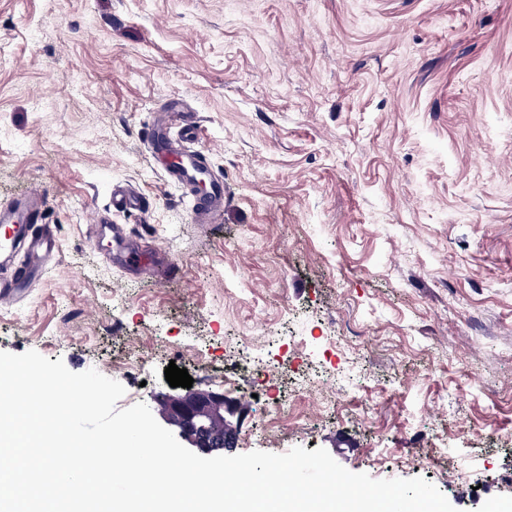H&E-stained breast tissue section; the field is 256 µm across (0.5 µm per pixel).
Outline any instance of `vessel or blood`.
<instances>
[{"label":"vessel or blood","instance_id":"vessel-or-blood-1","mask_svg":"<svg viewBox=\"0 0 512 512\" xmlns=\"http://www.w3.org/2000/svg\"><path fill=\"white\" fill-rule=\"evenodd\" d=\"M156 153L169 157L167 172L170 178L181 184L193 185L207 183L210 196L198 200L194 206V215L198 220L209 221L215 218L224 205V184L214 178L208 160L202 152L180 151L171 139L166 127H158L153 134ZM41 209L39 193H28L12 209L0 213V256L16 251L22 242H30L31 252L40 258L53 256L57 250V241L49 232L32 234L31 226ZM38 280L35 265H26L22 274L13 276L0 284V299L7 300L26 292Z\"/></svg>","mask_w":512,"mask_h":512}]
</instances>
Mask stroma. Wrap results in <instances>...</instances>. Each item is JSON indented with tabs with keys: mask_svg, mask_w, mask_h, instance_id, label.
<instances>
[{
	"mask_svg": "<svg viewBox=\"0 0 512 512\" xmlns=\"http://www.w3.org/2000/svg\"><path fill=\"white\" fill-rule=\"evenodd\" d=\"M173 97L208 224L152 155ZM32 190L58 251L0 351L158 420L173 362L236 405L228 455L512 504V0H0V210Z\"/></svg>",
	"mask_w": 512,
	"mask_h": 512,
	"instance_id": "1",
	"label": "stroma"
}]
</instances>
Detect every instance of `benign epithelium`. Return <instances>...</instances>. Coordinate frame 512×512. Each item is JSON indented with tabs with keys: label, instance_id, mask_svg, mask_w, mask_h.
Returning <instances> with one entry per match:
<instances>
[{
	"label": "benign epithelium",
	"instance_id": "benign-epithelium-1",
	"mask_svg": "<svg viewBox=\"0 0 512 512\" xmlns=\"http://www.w3.org/2000/svg\"><path fill=\"white\" fill-rule=\"evenodd\" d=\"M162 414L179 437L202 454L217 448H230L235 433L224 417L234 414L236 408L218 392L193 391L184 396L158 395Z\"/></svg>",
	"mask_w": 512,
	"mask_h": 512
}]
</instances>
